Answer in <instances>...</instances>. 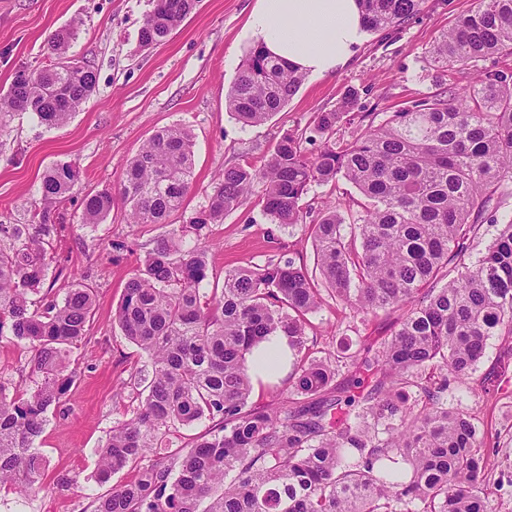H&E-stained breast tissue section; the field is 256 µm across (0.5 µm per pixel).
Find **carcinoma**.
Returning <instances> with one entry per match:
<instances>
[{
  "label": "carcinoma",
  "mask_w": 512,
  "mask_h": 512,
  "mask_svg": "<svg viewBox=\"0 0 512 512\" xmlns=\"http://www.w3.org/2000/svg\"><path fill=\"white\" fill-rule=\"evenodd\" d=\"M153 2L139 30L147 48L166 41L199 0ZM424 5L361 0L366 27L376 31ZM76 35L72 25L51 36V67L15 72L0 89L1 115L29 112L54 128L91 99L96 75L70 55ZM504 52L512 53V0H474L425 52L436 68L478 72L473 85L441 87L341 140L337 125L354 103L347 96L314 115L312 131L324 138L316 155L303 135L285 134L263 164L224 167L205 204L154 241L116 313L152 376L98 461L100 480L125 469L135 477L98 497L94 512H491L475 417L448 404V391L475 369L489 337L512 336V219L472 257L477 230L498 223L500 200L512 194V77L480 71ZM304 79L254 45L226 108L242 124L260 125ZM193 156L192 135L180 125L146 141L118 186L129 223L166 224L184 209ZM78 180L72 163L49 167L32 223L0 224V339L9 328L31 352L36 376L13 393L0 381V484L20 494L44 483L48 462L35 440L73 382L65 360L86 339L95 303L87 275L60 301H34L48 269L46 239L63 223ZM341 180L361 196L351 234L335 208L309 226L325 290L356 313L397 309L403 318L373 356H343L351 378L328 397L336 369L303 355L307 315L324 302L314 279L290 260H270L224 272L223 287L208 293L203 230L257 190L272 223L300 224L312 184ZM113 205L112 189L88 191L77 223L102 224ZM278 332L292 352L291 398L277 409L252 407L246 354ZM364 366L379 377L366 393H349L363 387ZM203 419L213 423L208 432L188 448L170 447L173 429Z\"/></svg>",
  "instance_id": "obj_1"
}]
</instances>
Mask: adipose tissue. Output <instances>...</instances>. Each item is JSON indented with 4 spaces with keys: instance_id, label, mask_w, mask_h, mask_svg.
Wrapping results in <instances>:
<instances>
[{
    "instance_id": "adipose-tissue-1",
    "label": "adipose tissue",
    "mask_w": 512,
    "mask_h": 512,
    "mask_svg": "<svg viewBox=\"0 0 512 512\" xmlns=\"http://www.w3.org/2000/svg\"><path fill=\"white\" fill-rule=\"evenodd\" d=\"M247 35L299 71L333 74L362 45L367 30L359 0H256ZM284 334L267 337L247 356L253 381L284 378L289 370Z\"/></svg>"
}]
</instances>
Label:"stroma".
Wrapping results in <instances>:
<instances>
[{"mask_svg":"<svg viewBox=\"0 0 512 512\" xmlns=\"http://www.w3.org/2000/svg\"><path fill=\"white\" fill-rule=\"evenodd\" d=\"M473 0H426L421 13L400 27L368 32L352 59L336 73L307 76L296 95L266 123L242 126L225 107L251 42L245 35L254 0H200L171 38L141 48L138 34L153 0H0V88L16 71L53 63L49 39L77 25L71 53L96 73L94 96L63 125L48 128L27 112L0 122V224H27L43 172L57 162L80 170L63 227L50 239L52 258L45 283L64 298L71 277L90 270L96 290L88 340L72 350L76 377L66 396L67 413L50 409L36 441L48 463L43 490L20 497L0 494V512H92L97 497L131 479L130 471L94 479L98 450L114 424L128 419L151 377L146 355L123 336L116 311L124 287L154 240L159 224H131L115 204L97 227L78 224V200L90 189L118 186L128 160L158 129L180 124L193 134L194 182L184 223L205 202L215 175L232 164L260 165L285 134L311 129L315 113L336 109L348 92L357 103L338 127L351 137L367 112H392L435 92L439 85L470 82L458 71L435 70L424 53L444 30L472 7ZM358 192L349 183L312 186L303 199L306 217L296 226L271 223L257 199L209 225L212 253L209 285L222 287L225 270L293 261L315 272L308 227L326 205L347 213ZM400 312L360 319L326 302L310 316L308 356L325 359L343 349L360 353L389 338ZM451 402L476 419L489 459L485 488L494 512H512V336H493L480 364L456 386Z\"/></svg>","mask_w":512,"mask_h":512,"instance_id":"35a3bbf8","label":"stroma"}]
</instances>
